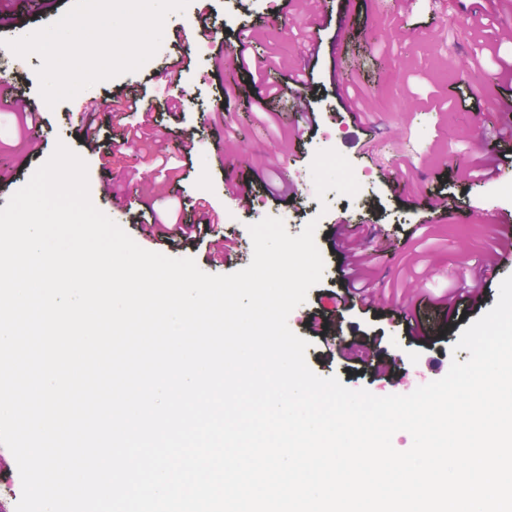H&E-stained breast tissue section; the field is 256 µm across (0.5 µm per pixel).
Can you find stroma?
Listing matches in <instances>:
<instances>
[{
	"label": "stroma",
	"instance_id": "obj_1",
	"mask_svg": "<svg viewBox=\"0 0 512 512\" xmlns=\"http://www.w3.org/2000/svg\"><path fill=\"white\" fill-rule=\"evenodd\" d=\"M72 0H0V38H17L43 27ZM210 20L201 24L194 6L170 13L159 50L137 73L95 85L89 98L105 100L127 88L145 93L149 113L132 112L120 122L99 113L103 146L118 145L124 158L103 169L73 121L74 101L47 107L38 93V56L15 64L0 53V74L30 101L43 125L44 146L32 154L23 141L30 114L0 111V208L65 143L88 165L93 204L122 227L142 248L173 258H193L209 274H230L253 255L248 230L265 217H282L289 234L316 222L315 243L324 259L320 287L288 317L303 334L308 312L326 307L344 334L359 333L363 343L392 360L384 377L346 371L341 360L323 356L320 339L306 351L319 376L338 377L352 389L377 396L407 394L442 378L451 361H466L468 351H453L459 335L497 300L499 284L512 274L503 265L488 282L481 306L465 301L445 305L449 280H477L504 225L512 226V197L493 192V184L512 182V142L497 140L502 116L492 104L512 102V0H450L447 7L428 0H210ZM247 24L253 39L250 80L240 68L232 38ZM210 41L211 55L197 56L195 40ZM221 59H214V51ZM188 58L181 87L184 105L170 116L157 71L178 57ZM469 63L472 79L459 76ZM310 73L304 104L315 126L299 121L291 102L263 108L266 86H287L291 74ZM356 88L367 110L353 120L346 87ZM152 115L148 140L124 143L127 127ZM492 164L493 179L473 180L470 169ZM297 176L289 194L275 195L283 169ZM250 183L262 205L232 201L228 189ZM128 196L137 189L169 197L171 204L198 198L226 218L221 236L240 244L239 256L218 267L206 249L173 237L153 239L139 228L141 206L116 207L115 189ZM452 196L447 213L429 204L438 192ZM376 225L386 249L373 257L366 276L386 300L383 309L362 313L335 307L324 288L341 290L345 254L334 245L332 229L346 223Z\"/></svg>",
	"mask_w": 512,
	"mask_h": 512
}]
</instances>
